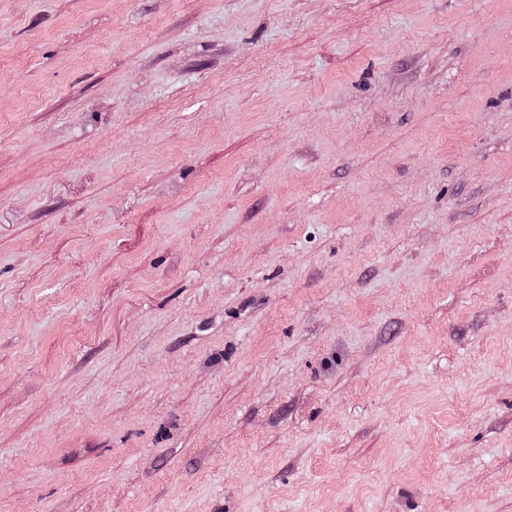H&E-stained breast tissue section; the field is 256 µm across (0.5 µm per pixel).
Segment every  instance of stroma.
<instances>
[{"mask_svg":"<svg viewBox=\"0 0 512 512\" xmlns=\"http://www.w3.org/2000/svg\"><path fill=\"white\" fill-rule=\"evenodd\" d=\"M0 512H512V0H0Z\"/></svg>","mask_w":512,"mask_h":512,"instance_id":"35a3bbf8","label":"stroma"}]
</instances>
